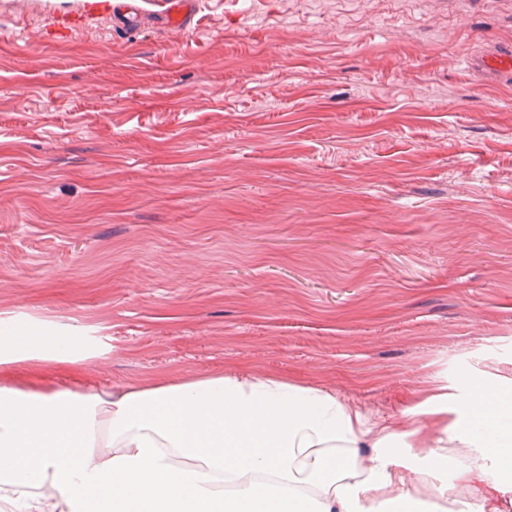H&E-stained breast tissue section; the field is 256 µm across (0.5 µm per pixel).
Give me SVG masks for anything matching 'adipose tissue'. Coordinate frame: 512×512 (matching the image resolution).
<instances>
[{
	"instance_id": "adipose-tissue-1",
	"label": "adipose tissue",
	"mask_w": 512,
	"mask_h": 512,
	"mask_svg": "<svg viewBox=\"0 0 512 512\" xmlns=\"http://www.w3.org/2000/svg\"><path fill=\"white\" fill-rule=\"evenodd\" d=\"M86 341L0 331V366L85 361ZM437 434L374 422L334 393L264 373L121 390L0 388V501L16 512H494L512 495V404L471 393ZM418 449L415 491L403 475ZM453 467L454 480L432 482Z\"/></svg>"
}]
</instances>
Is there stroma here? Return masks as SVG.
<instances>
[{
  "instance_id": "35a3bbf8",
  "label": "stroma",
  "mask_w": 512,
  "mask_h": 512,
  "mask_svg": "<svg viewBox=\"0 0 512 512\" xmlns=\"http://www.w3.org/2000/svg\"><path fill=\"white\" fill-rule=\"evenodd\" d=\"M0 0V327L95 358L0 385L261 371L427 429L512 392V0ZM121 4H117L112 8V14L118 24L123 27L126 25H134L140 22L141 11L139 9L138 0H118ZM195 0H166V8L159 16L174 29H185L195 21ZM512 55L508 49H497L472 55L467 64L473 70L485 76H497L510 71Z\"/></svg>"
}]
</instances>
